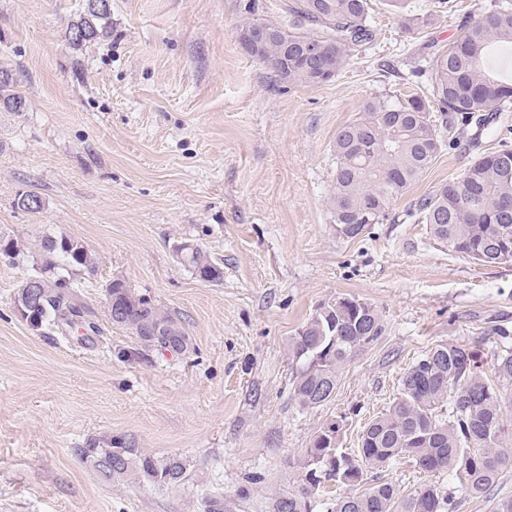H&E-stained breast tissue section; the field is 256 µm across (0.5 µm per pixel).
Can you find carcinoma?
I'll list each match as a JSON object with an SVG mask.
<instances>
[{
    "label": "carcinoma",
    "instance_id": "cac0c4a2",
    "mask_svg": "<svg viewBox=\"0 0 512 512\" xmlns=\"http://www.w3.org/2000/svg\"><path fill=\"white\" fill-rule=\"evenodd\" d=\"M240 27L250 26L261 40L263 57L278 80L290 87H318L301 48L322 51L325 77L339 73L353 49L369 44V0H296L288 24H269L257 16L256 0H247ZM112 0H84L83 10L67 28L77 48L108 33ZM512 44V0H487L481 13L464 20L460 36L430 53L426 91L398 97L382 94L366 100L359 117L336 133L334 175L328 199L339 232L354 238L369 224L396 221L391 206L429 168L446 146L444 132L454 119L481 118L512 110V85L486 67L492 48ZM512 150L504 147L474 159L465 172L420 198L412 216L427 224L431 237L478 264L512 261ZM43 259L32 276L40 280L39 301L30 327L51 332L60 324L89 320L75 283L77 273L92 267L85 246L66 235L41 243ZM182 263L199 279L222 276L220 265L188 242ZM18 241L0 235V257L16 260ZM116 318L112 325L128 330L146 346L188 348L180 321L136 295L121 280L106 288ZM354 298L332 303L305 322L291 337L288 350L295 364L293 397L303 408H315L333 396L340 370L350 355L384 331L374 307L361 311ZM495 378L483 376L476 352L459 343L438 344L404 373L386 412L360 433L358 448H341L343 426L327 423L317 433L301 464V479L292 492L273 498L270 512H454V496L424 484L403 496L396 485L367 475L404 458L425 473L446 472L467 496H481L499 480L512 461V430L505 390L512 387V346L495 354ZM80 456L105 479L129 474L150 485L177 487L187 479L179 456L157 458L139 448L108 446L80 449ZM343 493L324 500L330 483Z\"/></svg>",
    "mask_w": 512,
    "mask_h": 512
}]
</instances>
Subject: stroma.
<instances>
[{"instance_id": "1", "label": "stroma", "mask_w": 512, "mask_h": 512, "mask_svg": "<svg viewBox=\"0 0 512 512\" xmlns=\"http://www.w3.org/2000/svg\"><path fill=\"white\" fill-rule=\"evenodd\" d=\"M245 2L112 0L111 36L76 49L66 30L83 0H0V71L25 100L0 108V235L24 246L0 258V512H203L213 495L224 512H269L318 431L343 420L344 447H357L435 345L466 344L493 372L494 330L512 331V262L449 251L411 210L512 146V112L478 146L444 149L393 203L396 221L348 238L327 203L337 130L369 97L424 91L412 74L422 47L448 46L486 0L449 13L370 0L371 45L333 81L290 90L241 47ZM29 192L40 212L18 208ZM60 234L94 258L78 281L100 336L44 335L14 312L42 239ZM184 241L220 263L219 281L180 263ZM116 279L179 318L189 349L148 348L111 325ZM339 297L375 307L384 331L343 365L330 401L300 408L288 341ZM112 440L184 458L187 481H105L78 451ZM382 477L404 494L455 486L405 459Z\"/></svg>"}]
</instances>
